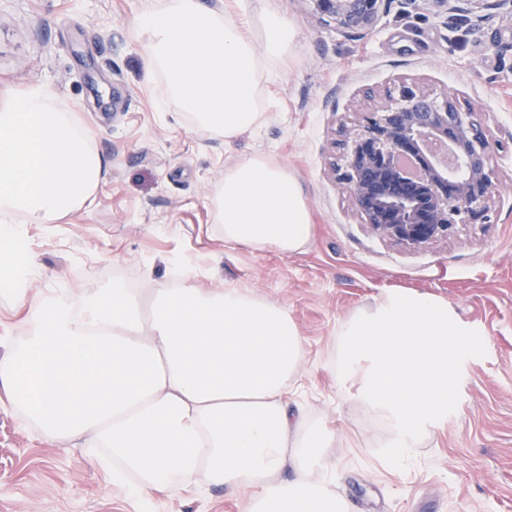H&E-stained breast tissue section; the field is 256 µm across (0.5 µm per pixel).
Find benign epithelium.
Instances as JSON below:
<instances>
[{"label":"benign epithelium","instance_id":"obj_1","mask_svg":"<svg viewBox=\"0 0 512 512\" xmlns=\"http://www.w3.org/2000/svg\"><path fill=\"white\" fill-rule=\"evenodd\" d=\"M321 18L364 37L383 0H313ZM437 15L505 10L512 0H424ZM370 102L360 124L345 134L342 163L332 166L363 223L394 242L420 247L459 225L488 221L501 194L491 164L504 151L468 102L440 100L409 88L399 98L364 92Z\"/></svg>","mask_w":512,"mask_h":512}]
</instances>
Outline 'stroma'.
Wrapping results in <instances>:
<instances>
[{
    "instance_id": "35a3bbf8",
    "label": "stroma",
    "mask_w": 512,
    "mask_h": 512,
    "mask_svg": "<svg viewBox=\"0 0 512 512\" xmlns=\"http://www.w3.org/2000/svg\"><path fill=\"white\" fill-rule=\"evenodd\" d=\"M145 0H0V94L58 92L109 170L85 206L25 231L32 294L91 289L115 278L150 293L165 260L196 264L200 288L239 287L287 306L304 340L303 388L290 405L336 435L324 454L349 512H512V18L431 12L424 0H384L367 37L322 20L312 0H243L249 28L266 8L285 15L292 48L265 88L266 121L227 141L177 107L160 112L146 74ZM474 105L504 145L492 163L502 192L487 227L460 226L414 248L363 223L329 161L341 127L367 110L366 90L402 88ZM262 155L290 171L314 224L301 252L224 242L210 207L224 168ZM393 288L448 303L477 330L482 358L462 367L460 401L419 441L407 469L378 454L384 422L336 383L341 324ZM259 487L206 486L129 496L77 448L47 441L0 402V512H244Z\"/></svg>"
}]
</instances>
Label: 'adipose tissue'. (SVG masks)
I'll list each match as a JSON object with an SVG mask.
<instances>
[{
  "label": "adipose tissue",
  "instance_id": "adipose-tissue-1",
  "mask_svg": "<svg viewBox=\"0 0 512 512\" xmlns=\"http://www.w3.org/2000/svg\"><path fill=\"white\" fill-rule=\"evenodd\" d=\"M137 24L162 104L228 140L264 122L262 86L294 41L287 18L261 10L253 31L201 0H147ZM106 170L52 89L0 95V291L31 327L0 353V393L131 496L259 485L248 512H348L327 485L332 434L288 404L305 346L287 307L245 288L196 287L175 259L174 284L147 296L122 279L30 296L24 224L82 208ZM211 205L228 244L293 254L313 236L300 185L260 156L225 167ZM285 470L291 480H279Z\"/></svg>",
  "mask_w": 512,
  "mask_h": 512
}]
</instances>
